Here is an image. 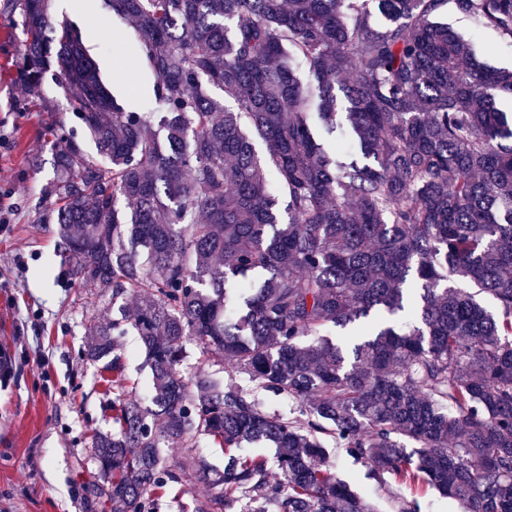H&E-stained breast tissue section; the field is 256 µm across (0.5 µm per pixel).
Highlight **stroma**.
Returning <instances> with one entry per match:
<instances>
[{
  "instance_id": "stroma-1",
  "label": "stroma",
  "mask_w": 512,
  "mask_h": 512,
  "mask_svg": "<svg viewBox=\"0 0 512 512\" xmlns=\"http://www.w3.org/2000/svg\"><path fill=\"white\" fill-rule=\"evenodd\" d=\"M57 18L82 35L111 94L147 109L153 86L134 53L116 57L114 43L133 41L132 30L115 26L104 0H52ZM18 0H0V512H110L106 499L87 495L103 481L91 445L95 432L112 429V373L88 360L90 327L121 318L136 297L113 304L111 293L75 283L61 259L63 245L55 225L45 219L44 189L57 171L61 146L48 129L61 125L73 134L91 161L100 156L66 98L59 69L47 73L44 103L28 104L14 61L23 36L11 29ZM439 19L471 41L488 66L512 70V40L478 27L456 0H446ZM128 386L126 398L147 402L152 379L144 365L137 332L125 327L119 339ZM192 450L165 449L180 483L167 489L154 512H183L207 499L210 490L190 467L191 454L214 468L224 466V450L206 434ZM334 469L351 489L375 500L379 512H398L397 488L379 485L367 469L343 452L333 454Z\"/></svg>"
}]
</instances>
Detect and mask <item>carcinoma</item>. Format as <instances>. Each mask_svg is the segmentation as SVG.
<instances>
[{
  "mask_svg": "<svg viewBox=\"0 0 512 512\" xmlns=\"http://www.w3.org/2000/svg\"><path fill=\"white\" fill-rule=\"evenodd\" d=\"M49 2L20 0L18 77L37 101L56 63L103 161L58 130L48 217L75 281L140 296L130 323L153 375L150 405L123 398L118 326L90 328L85 356L112 366V432L92 439L110 512H150L180 480L162 448L199 431L225 458L193 463L212 487L193 512H378L327 438L415 491L399 512L430 491L512 512V113L497 106L512 72L435 20L445 0H379L386 27L366 0H105L153 78L144 112L116 101ZM457 4L512 38V0ZM191 344L255 390L184 376ZM256 390L300 414L263 411ZM259 442L276 482L267 456L239 454Z\"/></svg>",
  "mask_w": 512,
  "mask_h": 512,
  "instance_id": "1",
  "label": "carcinoma"
}]
</instances>
